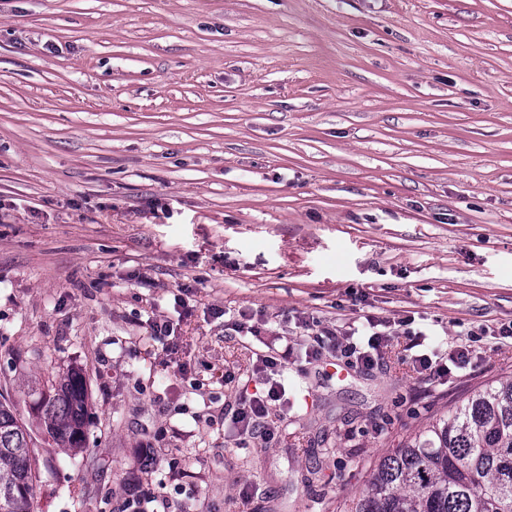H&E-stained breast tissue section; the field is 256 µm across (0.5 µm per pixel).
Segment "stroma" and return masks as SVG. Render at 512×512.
Listing matches in <instances>:
<instances>
[{
    "mask_svg": "<svg viewBox=\"0 0 512 512\" xmlns=\"http://www.w3.org/2000/svg\"><path fill=\"white\" fill-rule=\"evenodd\" d=\"M181 288L170 355L147 320ZM241 309L259 335H225ZM367 314L472 359L438 385L404 335L305 357L301 317ZM510 323L512 0H0V395L27 416L70 367L89 395L83 450L37 443L34 512H337L512 375ZM284 336L276 437L238 447Z\"/></svg>",
    "mask_w": 512,
    "mask_h": 512,
    "instance_id": "obj_1",
    "label": "stroma"
}]
</instances>
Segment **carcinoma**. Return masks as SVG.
Masks as SVG:
<instances>
[{"instance_id":"carcinoma-1","label":"carcinoma","mask_w":512,"mask_h":512,"mask_svg":"<svg viewBox=\"0 0 512 512\" xmlns=\"http://www.w3.org/2000/svg\"><path fill=\"white\" fill-rule=\"evenodd\" d=\"M44 439L85 447L88 393L82 374L31 387ZM32 426L0 401V512H32ZM344 512H512V376L473 391L391 449Z\"/></svg>"}]
</instances>
